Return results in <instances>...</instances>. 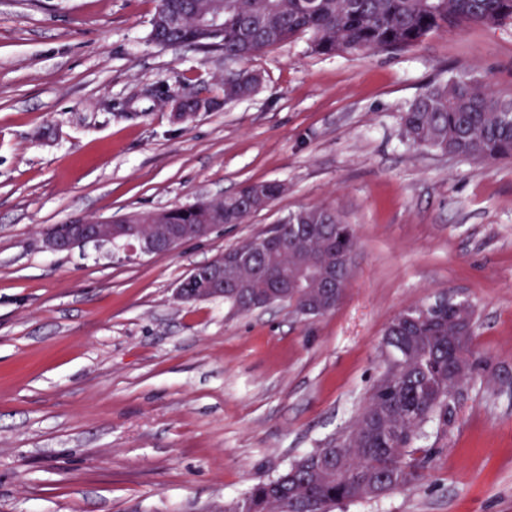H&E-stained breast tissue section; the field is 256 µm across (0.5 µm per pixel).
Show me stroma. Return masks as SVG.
Wrapping results in <instances>:
<instances>
[{
    "mask_svg": "<svg viewBox=\"0 0 512 512\" xmlns=\"http://www.w3.org/2000/svg\"><path fill=\"white\" fill-rule=\"evenodd\" d=\"M155 0H0V512H222L345 435L384 373L388 323L445 295L475 309L466 383L413 488L343 512H512V161L411 145L402 116L461 72L512 98V25L405 49L244 63L250 96L176 123L160 95L234 69L149 38ZM276 180L245 223L168 254L54 253L50 229ZM336 209L357 237L335 310L183 303L194 267L288 213Z\"/></svg>",
    "mask_w": 512,
    "mask_h": 512,
    "instance_id": "1",
    "label": "stroma"
}]
</instances>
